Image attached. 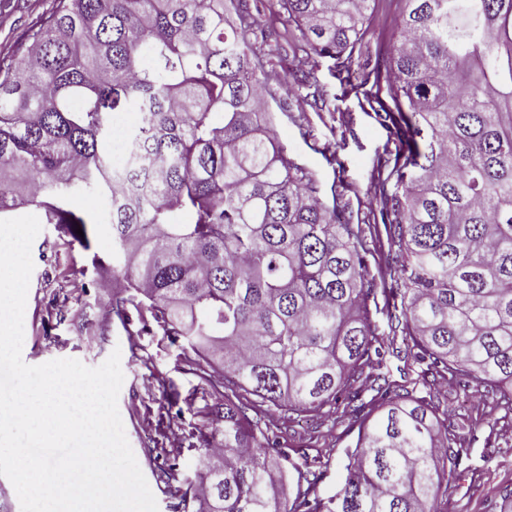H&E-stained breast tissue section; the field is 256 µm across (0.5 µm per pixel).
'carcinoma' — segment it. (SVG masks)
<instances>
[{"label":"carcinoma","instance_id":"carcinoma-1","mask_svg":"<svg viewBox=\"0 0 512 512\" xmlns=\"http://www.w3.org/2000/svg\"><path fill=\"white\" fill-rule=\"evenodd\" d=\"M232 2L59 0L29 27L0 58V219L32 206L74 234L80 201H112V314H150L224 388L186 512H441L458 434L419 389L492 382L512 410V0H403L385 119L404 149L380 160L400 382L376 371L361 225L272 135ZM276 2L301 50L336 61L372 0ZM135 110L139 162L116 179L110 119ZM367 389L343 486L288 501L252 398L314 417Z\"/></svg>","mask_w":512,"mask_h":512}]
</instances>
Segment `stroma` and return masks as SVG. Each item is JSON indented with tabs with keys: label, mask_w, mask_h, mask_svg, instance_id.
I'll return each mask as SVG.
<instances>
[{
	"label": "stroma",
	"mask_w": 512,
	"mask_h": 512,
	"mask_svg": "<svg viewBox=\"0 0 512 512\" xmlns=\"http://www.w3.org/2000/svg\"><path fill=\"white\" fill-rule=\"evenodd\" d=\"M245 5L246 38L270 93L277 141L291 161L313 173L322 194H336L347 205L353 223L364 229L370 280L376 288L390 287L396 245L380 217L377 163L400 151L399 140L390 134L383 112L373 111L355 94H342L331 59L311 54L306 67H299L275 0H245ZM56 7L57 0H0V57L11 55L22 34ZM402 8V0H376L363 52L352 57L355 74L388 58ZM301 68L312 73L311 83L289 87L290 75ZM317 96L336 101L337 111L318 110L313 104ZM88 221L87 240L46 223L33 242L22 358L29 365L72 358L96 367L120 350L124 381L118 410L126 437L158 512H183V479L196 470L199 434L211 428L206 407L213 392L189 370L179 345L155 321L113 318L112 227L102 223L96 210ZM438 390L448 397L449 423L463 415L471 424L448 469L446 512H512V412L500 405L491 383L459 396L449 384ZM256 415L283 436L286 494H295L309 479L316 480L324 499L340 489L358 418L331 412L292 423L286 412L266 406L258 407Z\"/></svg>",
	"instance_id": "35a3bbf8"
}]
</instances>
